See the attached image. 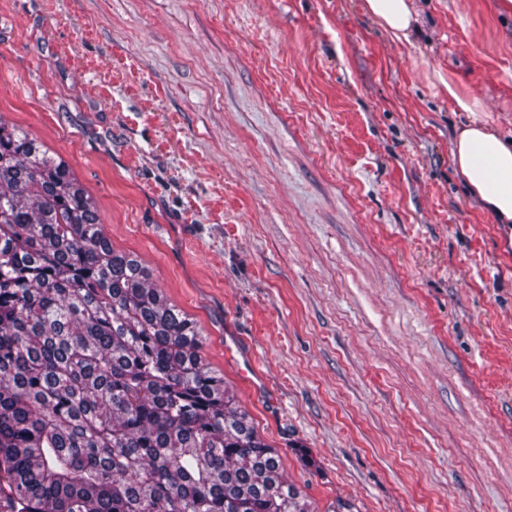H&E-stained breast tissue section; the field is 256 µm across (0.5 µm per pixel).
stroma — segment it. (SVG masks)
Instances as JSON below:
<instances>
[{"mask_svg": "<svg viewBox=\"0 0 512 512\" xmlns=\"http://www.w3.org/2000/svg\"><path fill=\"white\" fill-rule=\"evenodd\" d=\"M0 0V120L197 322L311 512H512V232L450 152L512 136V9ZM363 9L399 42L412 43L411 37L419 24L411 0H363Z\"/></svg>", "mask_w": 512, "mask_h": 512, "instance_id": "35a3bbf8", "label": "stroma"}]
</instances>
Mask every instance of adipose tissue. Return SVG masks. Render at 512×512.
Here are the masks:
<instances>
[{
    "instance_id": "obj_1",
    "label": "adipose tissue",
    "mask_w": 512,
    "mask_h": 512,
    "mask_svg": "<svg viewBox=\"0 0 512 512\" xmlns=\"http://www.w3.org/2000/svg\"><path fill=\"white\" fill-rule=\"evenodd\" d=\"M363 8L394 40L410 42L418 28L410 0H364ZM441 85L459 109L473 115L475 101L452 80ZM451 160L482 210L497 223L512 224V140L498 137L487 121L473 115L454 135Z\"/></svg>"
}]
</instances>
